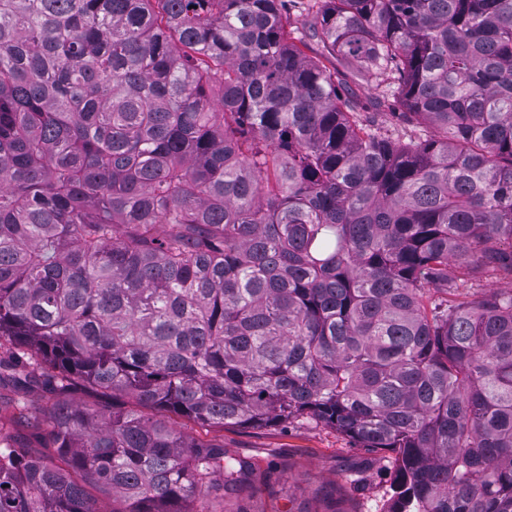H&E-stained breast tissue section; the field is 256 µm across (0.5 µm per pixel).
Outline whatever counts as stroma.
Segmentation results:
<instances>
[{
    "label": "stroma",
    "mask_w": 512,
    "mask_h": 512,
    "mask_svg": "<svg viewBox=\"0 0 512 512\" xmlns=\"http://www.w3.org/2000/svg\"><path fill=\"white\" fill-rule=\"evenodd\" d=\"M190 438H215L252 464L253 496L209 494L196 512H385L392 479L390 453H370L336 430L314 423L249 429H205L183 418Z\"/></svg>",
    "instance_id": "1"
}]
</instances>
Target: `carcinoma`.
Wrapping results in <instances>:
<instances>
[{"label":"carcinoma","instance_id":"1","mask_svg":"<svg viewBox=\"0 0 512 512\" xmlns=\"http://www.w3.org/2000/svg\"><path fill=\"white\" fill-rule=\"evenodd\" d=\"M316 38L429 123L404 140ZM512 0H0V512H193L312 422L394 454L386 512H512ZM77 392L98 397L87 412ZM315 2H301L291 7V22L293 26L298 27L299 31H303L310 21L313 14L318 8L324 5L323 0H314ZM303 50L309 56H316L320 58L331 72H336V76L339 79L347 80L350 83V85L357 90L358 94L360 95V98L363 101L375 100L379 98L381 99L385 96L386 90L383 85H366L364 81L361 79L360 73H358L355 69H350L348 71L347 77H344L342 74H339V71L345 72V69H343L342 64H340V61L336 60V56L327 53L320 43L312 41L308 43V49L303 48Z\"/></svg>","mask_w":512,"mask_h":512}]
</instances>
